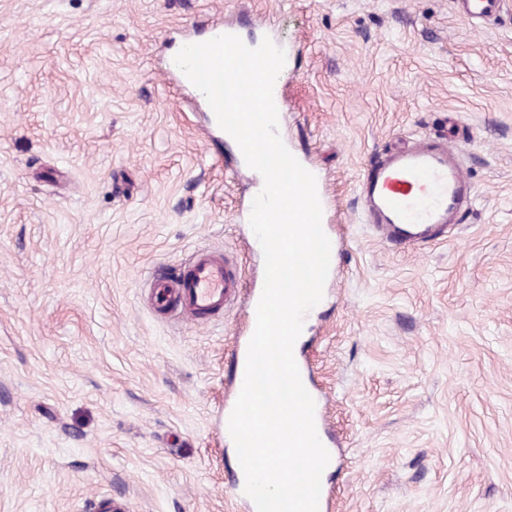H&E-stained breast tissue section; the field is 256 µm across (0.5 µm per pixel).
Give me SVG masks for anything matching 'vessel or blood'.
<instances>
[{
    "instance_id": "1",
    "label": "vessel or blood",
    "mask_w": 512,
    "mask_h": 512,
    "mask_svg": "<svg viewBox=\"0 0 512 512\" xmlns=\"http://www.w3.org/2000/svg\"><path fill=\"white\" fill-rule=\"evenodd\" d=\"M470 20L490 17L498 0H459ZM452 142H424L376 155L365 170L359 203L385 241L404 247L442 242L460 223L473 186ZM152 307L203 324L224 313L243 290L242 268L228 255L196 252L189 266L162 268L147 280Z\"/></svg>"
}]
</instances>
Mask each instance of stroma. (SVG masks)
<instances>
[{"instance_id": "obj_1", "label": "stroma", "mask_w": 512, "mask_h": 512, "mask_svg": "<svg viewBox=\"0 0 512 512\" xmlns=\"http://www.w3.org/2000/svg\"><path fill=\"white\" fill-rule=\"evenodd\" d=\"M275 16V27L264 20ZM214 22L285 52L290 152L340 253L297 354L326 399L334 512H512V0H0V512H246L219 429L264 281L240 164L169 56ZM455 129V236L383 241L374 149ZM205 249L245 296L206 328L144 279ZM461 14L468 20L490 17L499 5L498 0H458Z\"/></svg>"}]
</instances>
